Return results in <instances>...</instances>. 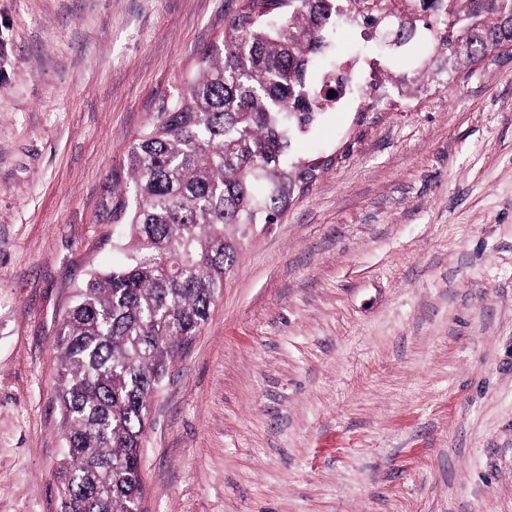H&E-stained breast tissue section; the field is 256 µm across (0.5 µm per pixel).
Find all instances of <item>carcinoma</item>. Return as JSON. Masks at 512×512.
I'll return each mask as SVG.
<instances>
[{
	"mask_svg": "<svg viewBox=\"0 0 512 512\" xmlns=\"http://www.w3.org/2000/svg\"><path fill=\"white\" fill-rule=\"evenodd\" d=\"M368 0H242L196 72L158 104L112 170L97 221L112 225V268L77 289L55 349L65 451L60 512H134L148 407L176 356L208 322L257 225L281 221L318 163L292 141L352 74L323 88L319 59L342 9ZM401 0L400 46L433 33L445 64L390 73L410 99L442 73L512 47V0Z\"/></svg>",
	"mask_w": 512,
	"mask_h": 512,
	"instance_id": "obj_1",
	"label": "carcinoma"
}]
</instances>
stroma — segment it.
Returning a JSON list of instances; mask_svg holds the SVG:
<instances>
[{"mask_svg": "<svg viewBox=\"0 0 512 512\" xmlns=\"http://www.w3.org/2000/svg\"><path fill=\"white\" fill-rule=\"evenodd\" d=\"M241 0H0V512H60L55 339L113 164ZM432 64L350 22L329 59ZM152 399L144 512H512V51L366 95Z\"/></svg>", "mask_w": 512, "mask_h": 512, "instance_id": "35a3bbf8", "label": "stroma"}]
</instances>
